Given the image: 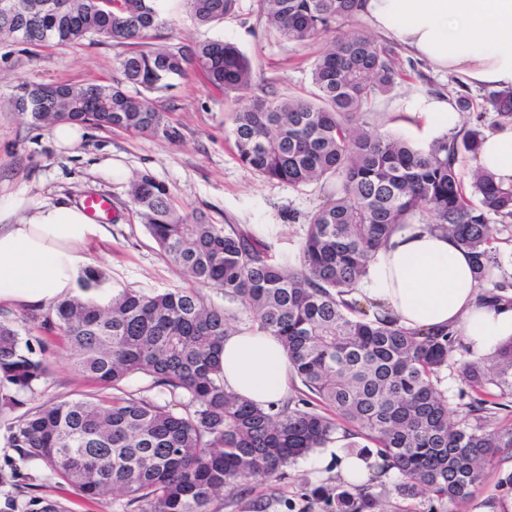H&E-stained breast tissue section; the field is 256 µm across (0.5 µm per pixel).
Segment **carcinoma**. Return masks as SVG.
I'll return each instance as SVG.
<instances>
[{
    "instance_id": "carcinoma-1",
    "label": "carcinoma",
    "mask_w": 512,
    "mask_h": 512,
    "mask_svg": "<svg viewBox=\"0 0 512 512\" xmlns=\"http://www.w3.org/2000/svg\"><path fill=\"white\" fill-rule=\"evenodd\" d=\"M0 36L22 43L68 45L100 34L130 50L112 84L23 86L16 103L35 126L91 124L136 136L169 134L150 95L199 70L226 93L254 86L250 59L228 40L186 52L144 48L167 25L160 0H122L106 14L96 0H10ZM201 25L222 21L238 0H184ZM263 30L306 44L340 22L367 14L368 0H256ZM397 47L359 29L342 32L311 66V97L254 95L231 114L239 161L264 180L296 189L319 185L326 201L306 219L296 262L275 260L271 246L238 224H211L180 212L151 175L132 184L131 203L166 263L192 288L158 292L107 290L87 270L83 294L54 302L41 327L56 333L72 365L98 393L35 403L50 362L21 326L0 312V421L5 447L36 462L88 498L113 496L115 512H215L214 499L240 481L280 480L288 467L337 436L383 476L399 480L341 482L310 492L325 512H406L390 499L430 493L441 502L470 497L499 455H512V427L488 414L512 398V338L488 357L451 363L458 341L444 328H409L360 291L376 252L408 224H434L473 257L479 301L512 303V275L496 246L494 225L512 232V185L480 168L464 179L462 159L476 158L487 135L512 124V87L481 99L494 112L463 132L427 144L382 131L368 118L376 97L403 79ZM460 114L477 108L453 79ZM133 87L130 93L127 87ZM224 292L252 326L282 344L303 386L283 403L262 406L224 386L226 310L203 290ZM456 367L468 401L440 390ZM148 379L181 401L175 413L124 390ZM20 415H14L19 408ZM0 512H64L60 503L27 495L15 472L0 470Z\"/></svg>"
}]
</instances>
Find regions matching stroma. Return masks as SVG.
Segmentation results:
<instances>
[{"label":"stroma","instance_id":"stroma-1","mask_svg":"<svg viewBox=\"0 0 512 512\" xmlns=\"http://www.w3.org/2000/svg\"><path fill=\"white\" fill-rule=\"evenodd\" d=\"M161 8L168 24L159 30L157 43L188 51L206 41H233L250 58L257 85L295 96H309L311 65L334 37L329 31L305 45L267 38L255 0H239L234 14L210 25L198 24L183 0H162ZM124 51L123 45L104 38L68 47H34L0 38V199L17 194L50 203L108 198L110 213L84 254L90 267L103 271L116 288L150 292L190 285L166 264L131 203L130 183L143 173L165 185L184 213L204 215L213 224L241 225L271 243L273 256H294L304 233L303 217L324 202L325 193L315 186L299 190L260 179L240 163L227 130L231 113L248 104V97L216 90L202 73L192 71L176 88L153 97L175 137L133 136L86 124L80 142L66 151L57 148L50 128L30 125L16 110L18 85L108 83L116 77V61ZM419 69L420 76L377 98L372 111L384 131L426 143L431 133L422 115L448 98L452 74L427 59ZM44 343L53 373L41 387L39 401L76 399L93 391L54 338L45 337ZM336 446L344 450L348 442L336 439L334 446L299 459L273 486L243 480L213 506L218 512H248L249 503L263 498L266 512L299 510L305 493L336 479V462L330 457ZM511 472L512 458L502 456L465 502L440 503L426 493L406 505L410 512H484L488 506L512 512V486L503 482ZM18 473L19 483L58 501L65 512H113L111 500L85 498L36 464L19 465Z\"/></svg>","mask_w":512,"mask_h":512}]
</instances>
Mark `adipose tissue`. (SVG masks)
Returning a JSON list of instances; mask_svg holds the SVG:
<instances>
[{
  "label": "adipose tissue",
  "mask_w": 512,
  "mask_h": 512,
  "mask_svg": "<svg viewBox=\"0 0 512 512\" xmlns=\"http://www.w3.org/2000/svg\"><path fill=\"white\" fill-rule=\"evenodd\" d=\"M378 29L392 33L414 55L491 89L512 86V0H369ZM476 164L512 184V124L490 135ZM16 224L0 225V301L41 304L73 288L95 236L82 207L42 203ZM364 292L378 298L406 327H450L476 357L512 337V305L477 301L472 258L445 232L414 224L396 233L369 267ZM224 386L259 404L288 394V359L279 340L257 328L224 338Z\"/></svg>",
  "instance_id": "ef3b65f1"
}]
</instances>
